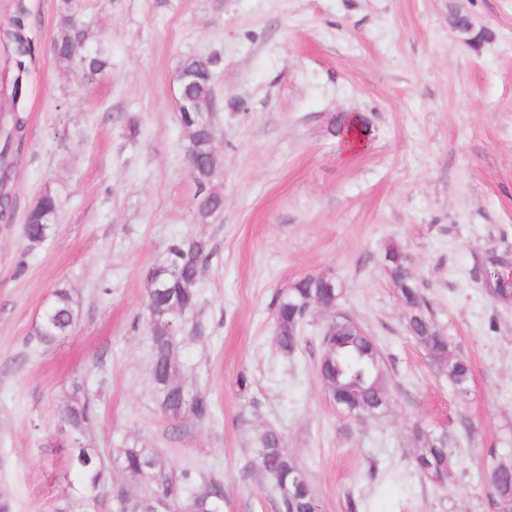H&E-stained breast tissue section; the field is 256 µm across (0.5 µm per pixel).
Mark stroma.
Returning <instances> with one entry per match:
<instances>
[{
  "label": "stroma",
  "mask_w": 512,
  "mask_h": 512,
  "mask_svg": "<svg viewBox=\"0 0 512 512\" xmlns=\"http://www.w3.org/2000/svg\"><path fill=\"white\" fill-rule=\"evenodd\" d=\"M478 33L450 27L455 0H0L33 22L26 138L0 221V497L12 512H59L73 444L135 440L169 465L224 482V512H277L254 468L271 427L306 471L322 512H494L488 470L512 460V300L479 275L512 262V0H462ZM109 65L60 62L62 14ZM188 55L214 59L224 209L200 218L171 90ZM367 131L346 149L341 125ZM50 190L60 209L30 243L24 215ZM212 253L181 350L180 378L212 416L172 424L158 406L145 323L148 273L175 239ZM402 248L451 348L472 366L466 392L408 335L384 267ZM342 289L313 311L299 348L275 344V300L304 276ZM77 303L69 336L35 334L57 289ZM344 313L378 342L391 402L357 419L321 388L323 330ZM96 416L73 434V396ZM445 434L444 489L413 464L416 428Z\"/></svg>",
  "instance_id": "35a3bbf8"
}]
</instances>
